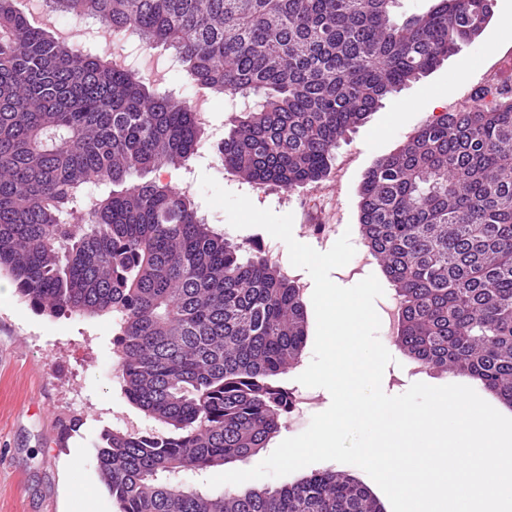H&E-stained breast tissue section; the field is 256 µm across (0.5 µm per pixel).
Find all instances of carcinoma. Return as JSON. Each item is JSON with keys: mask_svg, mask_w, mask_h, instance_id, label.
I'll use <instances>...</instances> for the list:
<instances>
[{"mask_svg": "<svg viewBox=\"0 0 512 512\" xmlns=\"http://www.w3.org/2000/svg\"><path fill=\"white\" fill-rule=\"evenodd\" d=\"M483 2L440 0L398 24L395 0H44L172 49L192 82L241 101L218 161L285 190L323 178L347 132L470 40ZM202 130L190 102L0 0V269L40 312L120 315L117 377L166 430L102 434L119 512H382L332 470L218 495L172 480L267 446L307 335L275 264L243 259L194 197L131 181L187 168ZM361 198L362 239L400 300L399 348L512 405V95L431 117Z\"/></svg>", "mask_w": 512, "mask_h": 512, "instance_id": "1", "label": "carcinoma"}]
</instances>
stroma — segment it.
<instances>
[{"instance_id":"stroma-1","label":"stroma","mask_w":512,"mask_h":512,"mask_svg":"<svg viewBox=\"0 0 512 512\" xmlns=\"http://www.w3.org/2000/svg\"><path fill=\"white\" fill-rule=\"evenodd\" d=\"M493 16L479 37L462 43L439 67L392 96L365 123L341 141L328 175L340 183L337 222L351 231L356 251L365 245L359 233L360 190L368 171L395 152L436 111H447L488 70L486 54L503 41V16L512 0H491ZM208 174L226 190L248 196L260 208L282 213L277 191H263L228 180L214 154L194 157L188 168L164 170L161 180L180 184ZM209 224L243 246L246 256L262 255L271 235L264 229H235L222 210L205 206ZM113 315L49 316L38 312L18 290L0 296V512H118L101 480L96 453L107 429L160 430L126 398L110 372L117 356ZM311 415H287L279 432L260 454L235 462L246 470L268 457L271 448L302 433L312 414L325 411V389L311 391Z\"/></svg>"}]
</instances>
